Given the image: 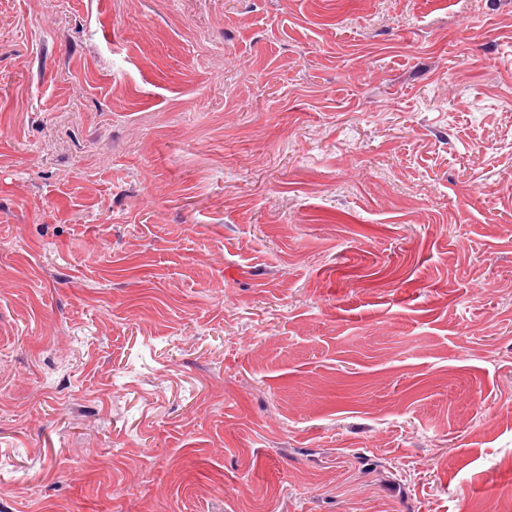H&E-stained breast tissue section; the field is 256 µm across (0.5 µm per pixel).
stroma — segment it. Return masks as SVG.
<instances>
[{
	"instance_id": "stroma-1",
	"label": "stroma",
	"mask_w": 512,
	"mask_h": 512,
	"mask_svg": "<svg viewBox=\"0 0 512 512\" xmlns=\"http://www.w3.org/2000/svg\"><path fill=\"white\" fill-rule=\"evenodd\" d=\"M512 505V0H0V512Z\"/></svg>"
}]
</instances>
